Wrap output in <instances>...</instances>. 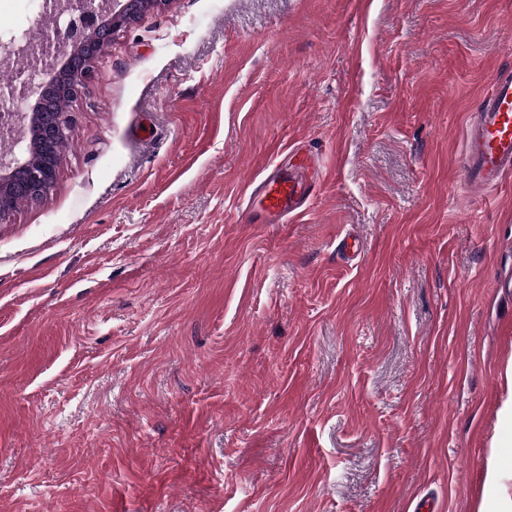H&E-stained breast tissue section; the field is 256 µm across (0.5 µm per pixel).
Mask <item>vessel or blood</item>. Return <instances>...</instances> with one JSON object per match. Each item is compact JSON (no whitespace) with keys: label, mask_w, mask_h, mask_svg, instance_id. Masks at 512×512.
<instances>
[{"label":"vessel or blood","mask_w":512,"mask_h":512,"mask_svg":"<svg viewBox=\"0 0 512 512\" xmlns=\"http://www.w3.org/2000/svg\"><path fill=\"white\" fill-rule=\"evenodd\" d=\"M464 182L486 190L512 171V69L496 74L470 121L464 143ZM285 161L265 166L246 186L258 203L249 219L254 224H284L303 212L320 183L316 157L299 146L285 152Z\"/></svg>","instance_id":"b4317fda"}]
</instances>
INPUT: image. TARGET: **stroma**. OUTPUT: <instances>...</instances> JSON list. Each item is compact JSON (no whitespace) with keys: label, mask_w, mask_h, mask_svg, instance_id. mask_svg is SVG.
Listing matches in <instances>:
<instances>
[{"label":"stroma","mask_w":512,"mask_h":512,"mask_svg":"<svg viewBox=\"0 0 512 512\" xmlns=\"http://www.w3.org/2000/svg\"><path fill=\"white\" fill-rule=\"evenodd\" d=\"M512 0H172L0 223V512H476L512 173L463 185ZM290 144L285 224L244 186ZM285 162L265 166L246 186L248 205L258 199L256 210L249 208V224H285L303 212L320 183L316 157L298 145L285 152Z\"/></svg>","instance_id":"35a3bbf8"}]
</instances>
